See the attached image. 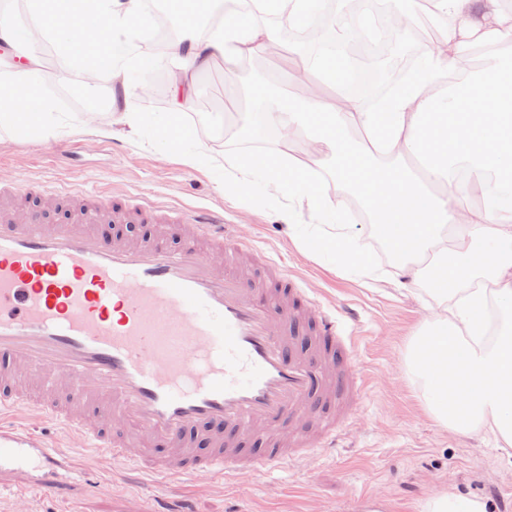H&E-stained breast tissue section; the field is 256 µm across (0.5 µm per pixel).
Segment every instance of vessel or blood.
<instances>
[{
  "label": "vessel or blood",
  "mask_w": 512,
  "mask_h": 512,
  "mask_svg": "<svg viewBox=\"0 0 512 512\" xmlns=\"http://www.w3.org/2000/svg\"><path fill=\"white\" fill-rule=\"evenodd\" d=\"M21 199L28 222L0 206V415L32 412L120 460L94 493L137 473H220L243 491L335 452L366 391L346 322L274 257L265 280L246 275L249 245L222 214L35 187ZM74 474V457L0 426V485L51 495Z\"/></svg>",
  "instance_id": "b4317fda"
}]
</instances>
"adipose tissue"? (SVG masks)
I'll return each mask as SVG.
<instances>
[{"mask_svg":"<svg viewBox=\"0 0 512 512\" xmlns=\"http://www.w3.org/2000/svg\"><path fill=\"white\" fill-rule=\"evenodd\" d=\"M191 16L176 14L179 36L172 50L184 73L207 67L213 56L236 64L264 52L279 37L276 18L296 23L318 0H189ZM223 14L207 23L212 3ZM61 0H29L25 26L0 12V43L23 52L27 30L53 36L61 51L78 42L80 27L61 19ZM447 52L423 50L420 73L380 104L338 110L325 86L336 83L340 63L326 57L306 67L323 91L295 103L265 97L248 113V138L275 128L280 137L303 133L317 145L305 159L279 152L260 161L233 155L240 170L227 182L234 197L254 198L262 180L290 206L282 212L289 236L298 235L297 207H307L319 233L301 237L308 248L344 255L358 237L340 218L341 204L326 194L320 177L335 171L372 214L376 234L397 256L391 277L399 284L425 283L440 311L426 317L407 345V374L428 413L441 428L461 434L499 432L512 446V55L487 71L447 86L470 54L504 40L498 27L503 0H431ZM71 9L94 14L92 36L102 45L112 73L135 62L130 21L149 25L141 0H74ZM35 57L10 65L0 88V125L49 140L46 115L31 109ZM478 204H470L472 193ZM299 236V235H298Z\"/></svg>","mask_w":512,"mask_h":512,"instance_id":"1","label":"adipose tissue"}]
</instances>
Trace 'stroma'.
I'll return each instance as SVG.
<instances>
[{
  "label": "stroma",
  "mask_w": 512,
  "mask_h": 512,
  "mask_svg": "<svg viewBox=\"0 0 512 512\" xmlns=\"http://www.w3.org/2000/svg\"><path fill=\"white\" fill-rule=\"evenodd\" d=\"M28 50L42 67L54 70V89H47L40 75L35 86L58 136L42 141L0 126V184L19 190L29 185L80 188L146 198L166 208L223 213L242 239L274 256L323 305L348 313L357 371L368 387L333 456L296 458L276 475H256L247 492H237L220 477L170 483L147 478L99 496L88 483L113 462L90 449L78 457L76 475L56 497L1 486L0 512H145L159 500L187 495L195 512H417L420 503L448 491L480 500L486 512H512V455L496 448L492 434L439 427L407 377V344L436 305L425 286H366L340 259L327 252L311 254L289 238L278 217L286 198L271 201L261 190L253 202L233 200L224 192L231 171L188 167L171 145L180 135L207 144L219 158L236 153L261 158L277 151L275 138L259 143L235 138L224 112L226 100H233L234 118L240 121L254 96H296L285 75L296 70L302 54L288 38L270 45L263 56L239 63L232 87L225 83L222 60H215L196 76L190 101L172 124L167 121L170 89L152 98L137 66L112 83L124 93L121 102H109L94 121H85L79 104L58 95L74 81L69 57L47 38ZM126 112L145 116L148 125L131 128L121 120ZM0 424L30 429L64 456L78 442L66 428L18 412L1 415Z\"/></svg>",
  "instance_id": "obj_1"
}]
</instances>
